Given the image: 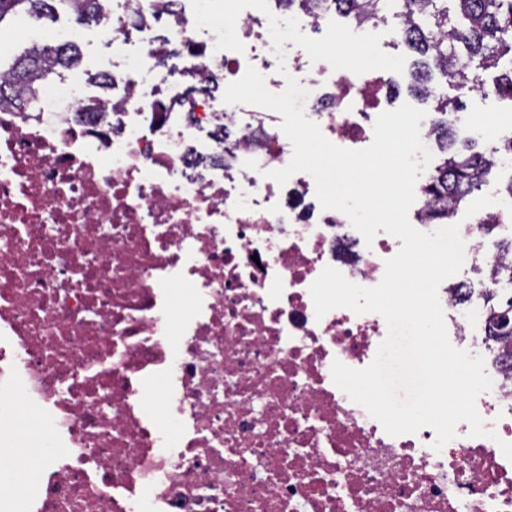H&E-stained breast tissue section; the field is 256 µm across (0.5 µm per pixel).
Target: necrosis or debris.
I'll list each match as a JSON object with an SVG mask.
<instances>
[{
    "label": "necrosis or debris",
    "instance_id": "4bbe7bcc",
    "mask_svg": "<svg viewBox=\"0 0 512 512\" xmlns=\"http://www.w3.org/2000/svg\"><path fill=\"white\" fill-rule=\"evenodd\" d=\"M268 6L241 12L238 53L191 0H112L108 111L69 80L42 86L35 123L0 107V452L15 399L47 448L34 480L0 481V512H512V358L476 400L485 435L459 423L438 451L432 428L389 435L333 382V361H373L387 324L316 317L309 287L328 266L375 286L402 242L365 243L307 173L267 178L293 153L282 116L213 89L250 66L274 93L295 78L324 136L363 149L380 79L290 41L277 59L269 19L288 10ZM505 216L498 196L460 227L467 260ZM438 295L448 336L482 349L481 291Z\"/></svg>",
    "mask_w": 512,
    "mask_h": 512
}]
</instances>
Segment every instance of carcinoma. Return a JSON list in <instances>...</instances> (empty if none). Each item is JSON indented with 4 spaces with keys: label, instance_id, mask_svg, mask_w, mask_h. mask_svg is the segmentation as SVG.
I'll use <instances>...</instances> for the list:
<instances>
[{
    "label": "carcinoma",
    "instance_id": "cac0c4a2",
    "mask_svg": "<svg viewBox=\"0 0 512 512\" xmlns=\"http://www.w3.org/2000/svg\"><path fill=\"white\" fill-rule=\"evenodd\" d=\"M108 0H0V24L20 14L42 18L59 8L71 10L85 23L97 22L105 14ZM288 7L315 13L328 5L340 12L352 11L359 20L387 22L393 19L408 46L423 60L414 63L411 93L435 102L433 111L459 112L464 105L435 93V75L458 86L483 87L485 83L469 63L479 60L482 69L497 68L505 55H511L508 67L493 79L494 92L512 99V0H279ZM76 46L66 49L31 46L10 65H0V104L16 108L20 116L35 111L37 84L59 68L78 65ZM452 132L444 131L435 140L445 154L438 173L429 177L423 188L427 204L423 219L427 224H446L461 204L480 189L492 171L490 157L475 150L466 141L455 148ZM500 261L493 269L498 282L512 285V240L498 250ZM489 308L492 349H512V294L502 295L498 288L482 292Z\"/></svg>",
    "mask_w": 512,
    "mask_h": 512
}]
</instances>
